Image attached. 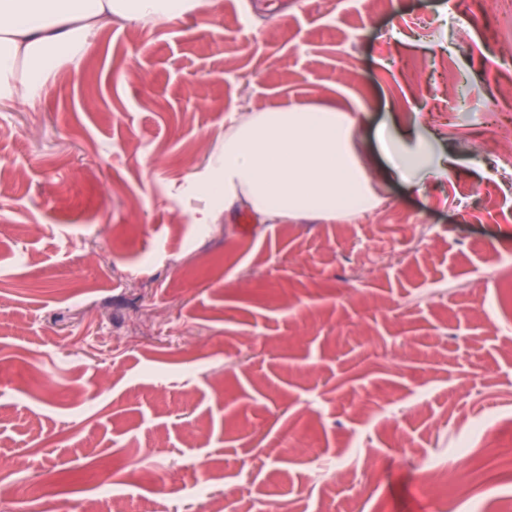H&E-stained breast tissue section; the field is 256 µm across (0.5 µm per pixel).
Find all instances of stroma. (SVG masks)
Wrapping results in <instances>:
<instances>
[{"instance_id":"35a3bbf8","label":"stroma","mask_w":512,"mask_h":512,"mask_svg":"<svg viewBox=\"0 0 512 512\" xmlns=\"http://www.w3.org/2000/svg\"><path fill=\"white\" fill-rule=\"evenodd\" d=\"M495 16L490 0L470 17L450 0H211L113 20L35 106L0 102L8 512H213L228 484L252 512L512 505V158L489 146L512 125V56ZM332 102L357 119L375 209L205 223L233 119ZM381 127L422 156L408 181ZM201 462L210 498L156 493ZM426 462L450 474L430 496Z\"/></svg>"}]
</instances>
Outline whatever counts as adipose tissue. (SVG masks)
Returning a JSON list of instances; mask_svg holds the SVG:
<instances>
[{
  "mask_svg": "<svg viewBox=\"0 0 512 512\" xmlns=\"http://www.w3.org/2000/svg\"><path fill=\"white\" fill-rule=\"evenodd\" d=\"M207 0H0V101L35 105L61 58L80 61L89 34L112 19L168 21ZM216 203L205 221L242 203L260 222L374 208L379 192L361 159L357 120L333 105L277 108L233 121L210 159Z\"/></svg>",
  "mask_w": 512,
  "mask_h": 512,
  "instance_id": "obj_1",
  "label": "adipose tissue"
}]
</instances>
